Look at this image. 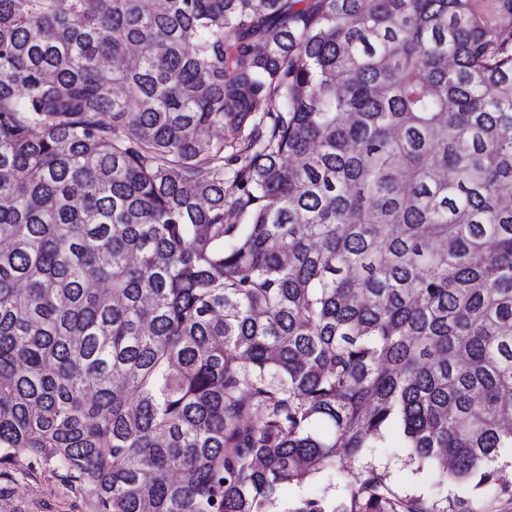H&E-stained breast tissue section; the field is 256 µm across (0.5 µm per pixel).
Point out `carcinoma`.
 <instances>
[{
    "instance_id": "cac0c4a2",
    "label": "carcinoma",
    "mask_w": 512,
    "mask_h": 512,
    "mask_svg": "<svg viewBox=\"0 0 512 512\" xmlns=\"http://www.w3.org/2000/svg\"><path fill=\"white\" fill-rule=\"evenodd\" d=\"M392 434L464 495L338 454ZM507 458L512 0H0V512L21 463L90 512H489Z\"/></svg>"
}]
</instances>
